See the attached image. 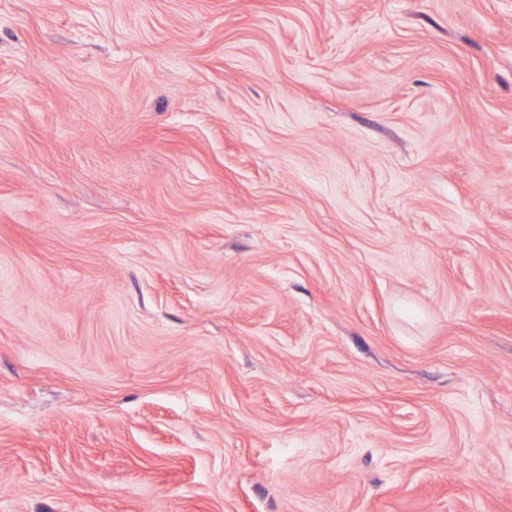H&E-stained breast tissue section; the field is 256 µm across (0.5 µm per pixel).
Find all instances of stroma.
Returning a JSON list of instances; mask_svg holds the SVG:
<instances>
[{
  "mask_svg": "<svg viewBox=\"0 0 512 512\" xmlns=\"http://www.w3.org/2000/svg\"><path fill=\"white\" fill-rule=\"evenodd\" d=\"M0 512H512V0H0Z\"/></svg>",
  "mask_w": 512,
  "mask_h": 512,
  "instance_id": "1",
  "label": "stroma"
}]
</instances>
